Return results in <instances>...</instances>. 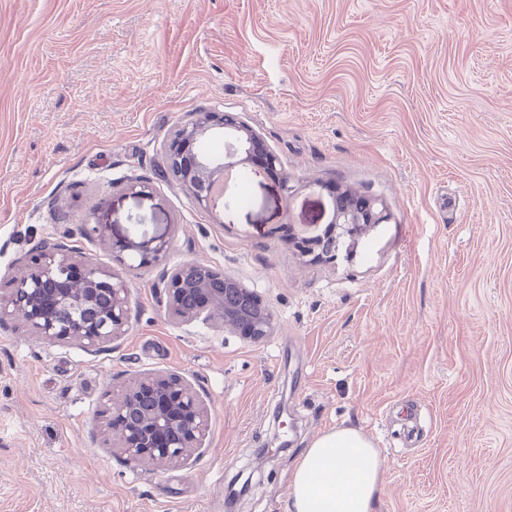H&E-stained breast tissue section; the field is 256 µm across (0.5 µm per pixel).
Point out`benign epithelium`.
Returning a JSON list of instances; mask_svg holds the SVG:
<instances>
[{
	"mask_svg": "<svg viewBox=\"0 0 512 512\" xmlns=\"http://www.w3.org/2000/svg\"><path fill=\"white\" fill-rule=\"evenodd\" d=\"M204 139L224 141V155L197 148ZM168 168L203 203L218 180L251 161L264 169L280 165L260 134L238 117L219 112H198L175 132L167 149ZM389 214L371 201L364 210L333 212L330 229L319 238L299 241L305 254L336 258L345 237L357 235L364 224H383ZM118 248L139 258V265L153 266L165 260L168 244L153 246L128 240ZM216 274L206 264L184 262L163 271L161 294L170 316L191 323L201 316L216 319L259 342L272 334L273 319L259 298L243 288L260 316L224 310V294L209 288L204 273ZM127 282L89 259L77 260L61 242L45 240L31 254L27 271L12 280L11 308L0 306V322L15 315L35 335L46 341L76 339L89 346L121 333L128 321ZM113 438L112 447L128 459L156 466L186 461L201 448L208 431V411L192 383L173 373H152L136 379L108 399L100 412Z\"/></svg>",
	"mask_w": 512,
	"mask_h": 512,
	"instance_id": "benign-epithelium-1",
	"label": "benign epithelium"
}]
</instances>
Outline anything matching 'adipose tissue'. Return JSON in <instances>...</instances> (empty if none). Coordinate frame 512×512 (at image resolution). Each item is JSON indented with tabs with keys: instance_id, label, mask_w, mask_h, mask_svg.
<instances>
[{
	"instance_id": "obj_1",
	"label": "adipose tissue",
	"mask_w": 512,
	"mask_h": 512,
	"mask_svg": "<svg viewBox=\"0 0 512 512\" xmlns=\"http://www.w3.org/2000/svg\"><path fill=\"white\" fill-rule=\"evenodd\" d=\"M384 465L380 450L356 429L325 433L294 466L288 512H373Z\"/></svg>"
}]
</instances>
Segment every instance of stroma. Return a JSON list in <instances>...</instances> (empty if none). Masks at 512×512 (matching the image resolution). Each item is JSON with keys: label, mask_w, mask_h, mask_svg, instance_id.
<instances>
[{"label": "stroma", "mask_w": 512, "mask_h": 512, "mask_svg": "<svg viewBox=\"0 0 512 512\" xmlns=\"http://www.w3.org/2000/svg\"><path fill=\"white\" fill-rule=\"evenodd\" d=\"M195 112L246 121L279 173L198 203L166 157ZM338 186L389 221L303 255ZM46 239L128 282V322L96 346L0 323V512H286L338 427L384 456L375 512H512V0H0V304ZM127 239L244 283L271 336L172 319ZM154 371L209 412L182 465L98 417Z\"/></svg>", "instance_id": "stroma-1"}]
</instances>
